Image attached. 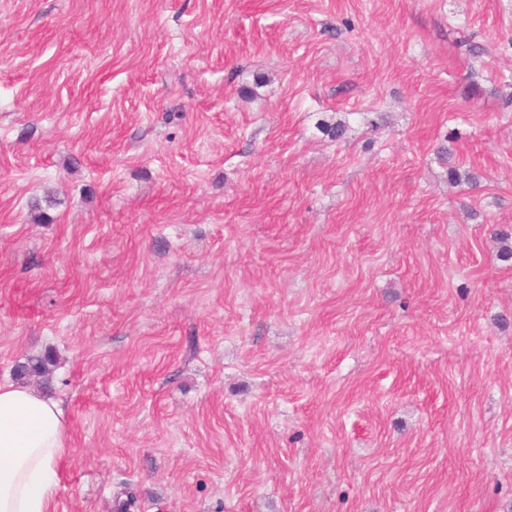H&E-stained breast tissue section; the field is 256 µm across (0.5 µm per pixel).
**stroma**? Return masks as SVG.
<instances>
[{
	"mask_svg": "<svg viewBox=\"0 0 512 512\" xmlns=\"http://www.w3.org/2000/svg\"><path fill=\"white\" fill-rule=\"evenodd\" d=\"M498 224L512 0H0V384L52 355L51 512H512Z\"/></svg>",
	"mask_w": 512,
	"mask_h": 512,
	"instance_id": "1",
	"label": "stroma"
}]
</instances>
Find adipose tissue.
Instances as JSON below:
<instances>
[{
	"mask_svg": "<svg viewBox=\"0 0 512 512\" xmlns=\"http://www.w3.org/2000/svg\"><path fill=\"white\" fill-rule=\"evenodd\" d=\"M64 428L57 402L0 384V512H50L67 453Z\"/></svg>",
	"mask_w": 512,
	"mask_h": 512,
	"instance_id": "ef3b65f1",
	"label": "adipose tissue"
}]
</instances>
